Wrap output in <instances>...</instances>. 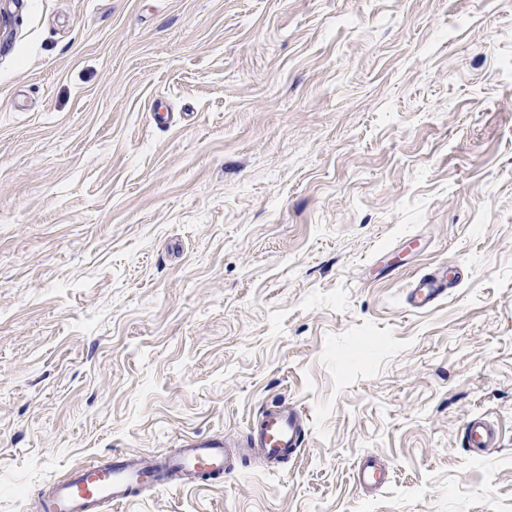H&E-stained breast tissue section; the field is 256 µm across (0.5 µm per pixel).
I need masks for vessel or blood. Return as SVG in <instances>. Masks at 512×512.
<instances>
[{
  "mask_svg": "<svg viewBox=\"0 0 512 512\" xmlns=\"http://www.w3.org/2000/svg\"><path fill=\"white\" fill-rule=\"evenodd\" d=\"M460 280V270L444 265L420 273L409 282L405 303L415 311L430 309ZM305 420L306 414L298 406H267L239 450L258 454L270 464H281L303 446L307 434ZM464 439L467 447L489 448L498 442L499 431L484 418L473 417L465 424ZM230 448L226 439L191 438L177 455H157L148 463L122 454L113 456L106 466L89 463L67 483L42 493L41 512H100L102 506L126 502L137 490L166 487L177 476L216 473L231 477L234 467ZM355 480L359 486L367 487L384 483L386 475L367 457L356 468Z\"/></svg>",
  "mask_w": 512,
  "mask_h": 512,
  "instance_id": "1",
  "label": "vessel or blood"
}]
</instances>
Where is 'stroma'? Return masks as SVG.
Here are the masks:
<instances>
[{"instance_id": "stroma-1", "label": "stroma", "mask_w": 512, "mask_h": 512, "mask_svg": "<svg viewBox=\"0 0 512 512\" xmlns=\"http://www.w3.org/2000/svg\"><path fill=\"white\" fill-rule=\"evenodd\" d=\"M273 402L106 512H512V0H0V512ZM461 280L459 269L440 265L416 275L408 284L405 303L410 310L422 311L436 306ZM306 419L304 410L293 404L267 405L241 445L231 444L226 438H191L177 455H156L151 463L123 454L112 456L107 466L87 463L70 481L42 493L41 511L100 512L103 505L126 502L137 490L166 488L177 476L216 473L228 478L235 469L230 463V448L258 454L273 465L281 464L303 446L308 431ZM464 439L468 448L478 451L494 446L499 440V431L484 418L471 417L464 427ZM355 480L359 486L367 487L384 483L386 475L371 457H366L355 470Z\"/></svg>"}]
</instances>
